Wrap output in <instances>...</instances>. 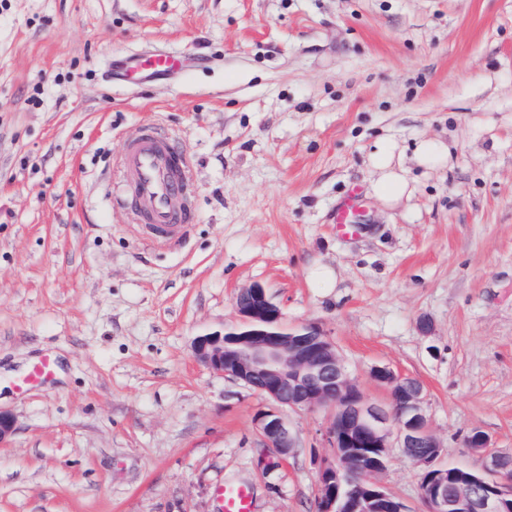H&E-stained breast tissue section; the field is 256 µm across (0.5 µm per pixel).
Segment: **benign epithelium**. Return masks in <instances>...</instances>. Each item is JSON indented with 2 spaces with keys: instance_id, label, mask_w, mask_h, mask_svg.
I'll return each mask as SVG.
<instances>
[{
  "instance_id": "7a95c632",
  "label": "benign epithelium",
  "mask_w": 512,
  "mask_h": 512,
  "mask_svg": "<svg viewBox=\"0 0 512 512\" xmlns=\"http://www.w3.org/2000/svg\"><path fill=\"white\" fill-rule=\"evenodd\" d=\"M241 323L224 332L198 335L192 342L195 358L209 369L243 383L259 393L267 407L255 415L263 440L282 455L295 447L287 411L325 408L330 423L324 437L334 459L321 463L317 473L316 512H361V500L377 512H406L382 492L378 476L385 468L365 473L345 452L375 448L386 457L398 445L415 464L432 472L420 482L427 512H509L512 509V453L491 444L487 435L472 431L466 439L478 457V469L456 467L448 479V466L437 464L441 444L430 428L422 384L387 365L371 370V377L387 391V401L367 396L349 376L334 342L314 324L287 326L279 307L265 288L252 285L236 296ZM355 496L345 507L340 498Z\"/></svg>"
}]
</instances>
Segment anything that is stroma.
Masks as SVG:
<instances>
[{
  "label": "stroma",
  "instance_id": "stroma-1",
  "mask_svg": "<svg viewBox=\"0 0 512 512\" xmlns=\"http://www.w3.org/2000/svg\"><path fill=\"white\" fill-rule=\"evenodd\" d=\"M154 51L180 68L125 79ZM152 126L189 157L176 246L114 200ZM381 137L415 185L394 208L371 189ZM421 138L448 145L426 175ZM254 284L373 399L374 366L418 379L444 463L477 467L474 429L512 451V0H0V512H221L224 483L254 512H315L328 413H289L281 455L264 399L191 351ZM46 352L53 386L16 392ZM379 480L424 512L400 449ZM360 194L357 188H352L336 208V230L343 236L355 232L357 223L352 220L353 214L360 207ZM222 512H254L253 494L245 484H223L215 490Z\"/></svg>",
  "mask_w": 512,
  "mask_h": 512
}]
</instances>
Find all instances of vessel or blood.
Listing matches in <instances>:
<instances>
[{"instance_id":"obj_1","label":"vessel or blood","mask_w":512,"mask_h":512,"mask_svg":"<svg viewBox=\"0 0 512 512\" xmlns=\"http://www.w3.org/2000/svg\"><path fill=\"white\" fill-rule=\"evenodd\" d=\"M178 61L169 54H156L132 60L128 71L137 74H166L177 70ZM188 160L165 129L151 127L130 142L122 158L127 194L120 201L135 206L150 229L152 240L172 245L188 233L192 215L185 204L184 175ZM358 189H351L336 208V229L341 235L357 227L353 214L360 207ZM56 362L46 355L36 361L18 380L22 389L50 384ZM221 512H254L253 494L244 484H223L216 488Z\"/></svg>"}]
</instances>
